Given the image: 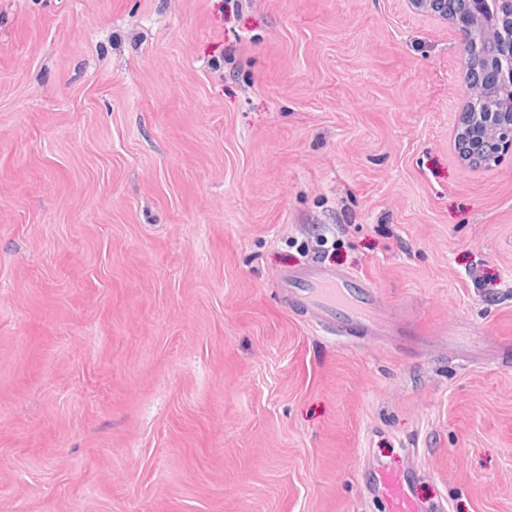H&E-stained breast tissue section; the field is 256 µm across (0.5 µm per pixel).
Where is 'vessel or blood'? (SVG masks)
Segmentation results:
<instances>
[{"label": "vessel or blood", "mask_w": 512, "mask_h": 512, "mask_svg": "<svg viewBox=\"0 0 512 512\" xmlns=\"http://www.w3.org/2000/svg\"><path fill=\"white\" fill-rule=\"evenodd\" d=\"M279 292L324 332L342 335L355 331L366 336H401L399 323L385 318L382 298L371 284L319 263L280 274ZM417 467L396 471L375 466L365 472L368 494L381 500L385 512H444V504L427 505L414 491Z\"/></svg>", "instance_id": "vessel-or-blood-1"}]
</instances>
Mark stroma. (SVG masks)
Listing matches in <instances>:
<instances>
[{"mask_svg": "<svg viewBox=\"0 0 512 512\" xmlns=\"http://www.w3.org/2000/svg\"><path fill=\"white\" fill-rule=\"evenodd\" d=\"M465 101L407 0H0V512H385L362 470L412 462L512 512V366L277 293L318 262L512 344V155L461 158Z\"/></svg>", "mask_w": 512, "mask_h": 512, "instance_id": "obj_1", "label": "stroma"}]
</instances>
